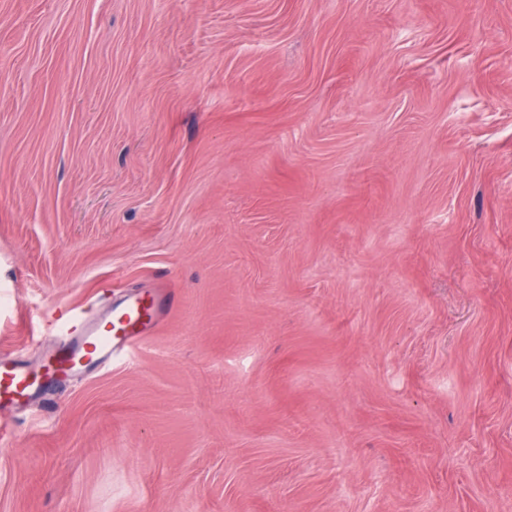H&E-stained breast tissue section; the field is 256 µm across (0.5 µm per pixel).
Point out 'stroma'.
<instances>
[{"mask_svg":"<svg viewBox=\"0 0 512 512\" xmlns=\"http://www.w3.org/2000/svg\"><path fill=\"white\" fill-rule=\"evenodd\" d=\"M160 285L0 512H512V0H0V360Z\"/></svg>","mask_w":512,"mask_h":512,"instance_id":"obj_1","label":"stroma"}]
</instances>
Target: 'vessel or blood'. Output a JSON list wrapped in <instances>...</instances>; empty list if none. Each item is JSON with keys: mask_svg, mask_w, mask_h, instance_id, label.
I'll use <instances>...</instances> for the list:
<instances>
[{"mask_svg": "<svg viewBox=\"0 0 512 512\" xmlns=\"http://www.w3.org/2000/svg\"><path fill=\"white\" fill-rule=\"evenodd\" d=\"M167 304V298L155 292L128 297L113 311L88 323L76 318L66 330L71 345L45 358L40 369L1 360L0 406L22 404L49 383L87 363L109 364L125 358L137 343L141 327L152 323Z\"/></svg>", "mask_w": 512, "mask_h": 512, "instance_id": "b4317fda", "label": "vessel or blood"}]
</instances>
